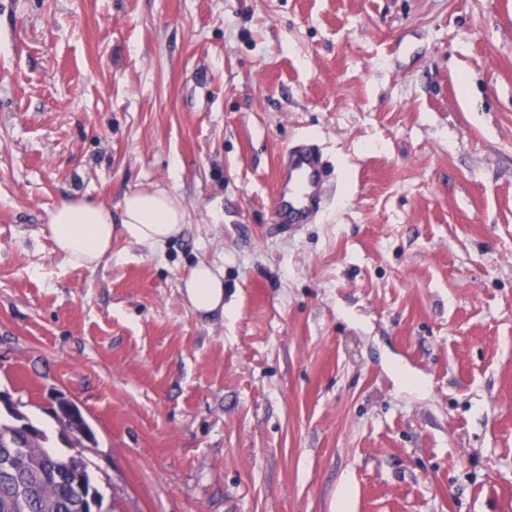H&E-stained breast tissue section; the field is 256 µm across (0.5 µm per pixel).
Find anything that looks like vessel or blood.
<instances>
[{"label": "vessel or blood", "instance_id": "1", "mask_svg": "<svg viewBox=\"0 0 512 512\" xmlns=\"http://www.w3.org/2000/svg\"><path fill=\"white\" fill-rule=\"evenodd\" d=\"M276 225L292 231L309 223L324 198V163L311 144L287 150L277 167Z\"/></svg>", "mask_w": 512, "mask_h": 512}]
</instances>
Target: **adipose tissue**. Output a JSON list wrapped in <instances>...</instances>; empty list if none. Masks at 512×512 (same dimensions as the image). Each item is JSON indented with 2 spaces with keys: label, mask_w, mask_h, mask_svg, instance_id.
Listing matches in <instances>:
<instances>
[{
  "label": "adipose tissue",
  "mask_w": 512,
  "mask_h": 512,
  "mask_svg": "<svg viewBox=\"0 0 512 512\" xmlns=\"http://www.w3.org/2000/svg\"><path fill=\"white\" fill-rule=\"evenodd\" d=\"M186 208L168 189L151 186L127 194L121 218L113 220L104 205L74 197L60 198L47 216V231L56 250L71 263L89 269L111 254L122 239L163 247L186 222ZM183 293L194 311L210 313L224 306V273L200 262L183 279Z\"/></svg>",
  "instance_id": "ef3b65f1"
}]
</instances>
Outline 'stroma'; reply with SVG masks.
Listing matches in <instances>:
<instances>
[{"mask_svg": "<svg viewBox=\"0 0 512 512\" xmlns=\"http://www.w3.org/2000/svg\"><path fill=\"white\" fill-rule=\"evenodd\" d=\"M152 185L162 248L43 231ZM0 391L79 406L100 512H512V0H0ZM276 225L292 231L307 224L320 210L324 198L322 154L312 144L288 149L277 167L275 183ZM186 216L174 193L151 186L123 198L118 224L102 204L61 197L49 211L46 226L59 253L77 266L93 269L112 253L113 240L163 247L182 231ZM182 282L183 293L194 311L224 310V272L221 269L198 262Z\"/></svg>", "mask_w": 512, "mask_h": 512, "instance_id": "35a3bbf8", "label": "stroma"}]
</instances>
